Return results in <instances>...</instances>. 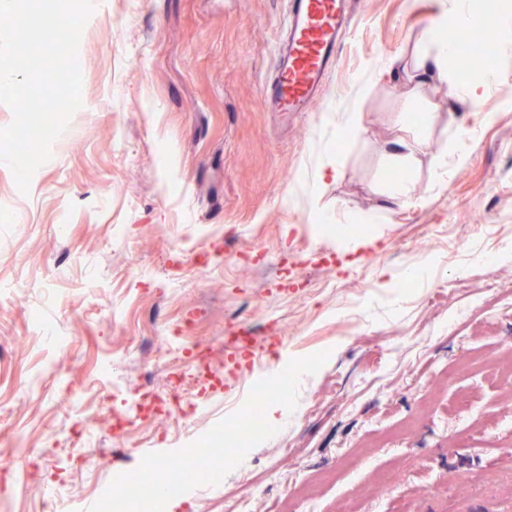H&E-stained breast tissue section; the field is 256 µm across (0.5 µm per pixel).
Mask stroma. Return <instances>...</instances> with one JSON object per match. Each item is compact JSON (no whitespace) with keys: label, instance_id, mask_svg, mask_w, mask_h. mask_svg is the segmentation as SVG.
I'll list each match as a JSON object with an SVG mask.
<instances>
[{"label":"stroma","instance_id":"1","mask_svg":"<svg viewBox=\"0 0 512 512\" xmlns=\"http://www.w3.org/2000/svg\"><path fill=\"white\" fill-rule=\"evenodd\" d=\"M287 0H98L79 47L82 107L21 194L0 164V468L9 512L92 507L158 430L181 448L244 402L113 431L145 387H173L167 338L224 362V322L269 330L286 358L328 352L242 472L166 512H512V38L477 108L459 78L408 98L444 0H353L310 118L263 111ZM438 123L411 174L387 157ZM366 130L337 137L339 113ZM448 167L439 170L437 160ZM337 179L319 182L323 162ZM410 176L407 197L385 184ZM379 225H370L372 215ZM486 277L472 269L485 256ZM283 269L262 279L255 263ZM38 310L64 345L41 336ZM470 401L473 416L454 414Z\"/></svg>","mask_w":512,"mask_h":512}]
</instances>
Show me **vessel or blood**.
Returning a JSON list of instances; mask_svg holds the SVG:
<instances>
[{
  "instance_id": "vessel-or-blood-1",
  "label": "vessel or blood",
  "mask_w": 512,
  "mask_h": 512,
  "mask_svg": "<svg viewBox=\"0 0 512 512\" xmlns=\"http://www.w3.org/2000/svg\"><path fill=\"white\" fill-rule=\"evenodd\" d=\"M351 22L347 0H289L286 30L274 51V71L262 89L267 112H305L335 71Z\"/></svg>"
}]
</instances>
